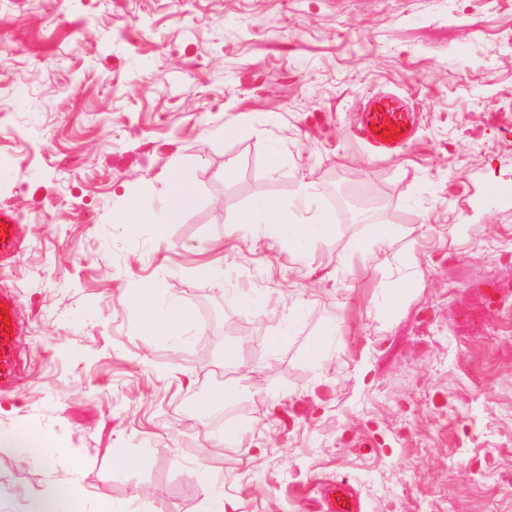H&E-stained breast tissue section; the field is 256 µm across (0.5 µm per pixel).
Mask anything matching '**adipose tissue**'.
Wrapping results in <instances>:
<instances>
[{"instance_id": "adipose-tissue-1", "label": "adipose tissue", "mask_w": 512, "mask_h": 512, "mask_svg": "<svg viewBox=\"0 0 512 512\" xmlns=\"http://www.w3.org/2000/svg\"><path fill=\"white\" fill-rule=\"evenodd\" d=\"M193 176L189 170L179 169L172 175L167 194L161 207H154L142 197L131 198L123 215L127 224H151L157 229L180 223L182 217L197 203L193 193L182 192V185L192 183ZM311 197L307 185H300L294 200L283 201L262 197L255 201L241 217L245 224H268L276 226L285 236L289 249L305 263H312L310 245L331 237L335 231L334 215L318 209L309 217L297 216L299 206L305 205ZM128 301L142 314V328L146 339L176 338L182 336L188 324V317L175 305L160 309L155 306L147 291L132 293ZM43 465L54 468L56 472L55 487L52 493L28 501L24 512H68V489L72 475L78 467L77 462L57 464L47 454L41 455Z\"/></svg>"}]
</instances>
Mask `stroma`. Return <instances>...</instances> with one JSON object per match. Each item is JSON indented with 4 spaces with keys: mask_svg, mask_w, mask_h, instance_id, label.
I'll return each instance as SVG.
<instances>
[{
    "mask_svg": "<svg viewBox=\"0 0 512 512\" xmlns=\"http://www.w3.org/2000/svg\"><path fill=\"white\" fill-rule=\"evenodd\" d=\"M17 86L0 112V207L18 218L0 259L19 320L6 512L55 480L20 437L78 461L76 512H204L219 492L236 512H322L325 478L366 512H512V196L488 192L512 185V0H0V91ZM378 92L416 116L393 158L353 135ZM179 167L198 193L181 223L118 222L126 195L161 205ZM303 183L337 225L312 274L238 221ZM375 224L419 276L393 315L391 268L352 249ZM138 288L176 302L187 335L146 340ZM220 386L234 400L198 416ZM230 427L242 450L221 447ZM116 450L138 467L113 474Z\"/></svg>",
    "mask_w": 512,
    "mask_h": 512,
    "instance_id": "1",
    "label": "stroma"
}]
</instances>
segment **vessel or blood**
Wrapping results in <instances>:
<instances>
[{
    "instance_id": "vessel-or-blood-1",
    "label": "vessel or blood",
    "mask_w": 512,
    "mask_h": 512,
    "mask_svg": "<svg viewBox=\"0 0 512 512\" xmlns=\"http://www.w3.org/2000/svg\"><path fill=\"white\" fill-rule=\"evenodd\" d=\"M413 133L412 113L404 99L397 95H375L368 99L360 119V138L379 156H394ZM15 217L9 210L0 209V256L15 248ZM14 299L0 294V310H6L10 321L0 331V389L13 380L16 369L17 323ZM324 512H364L359 492L343 479L321 484Z\"/></svg>"
}]
</instances>
